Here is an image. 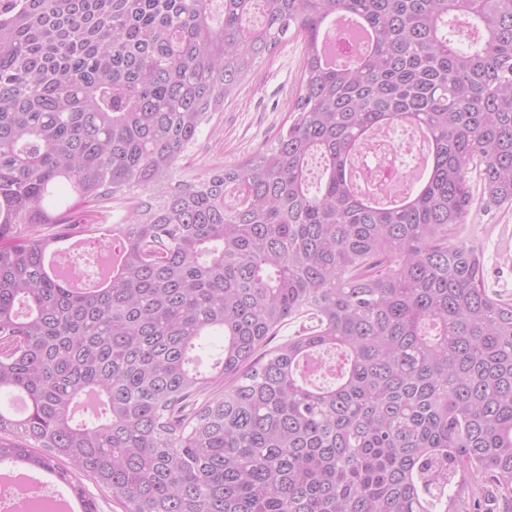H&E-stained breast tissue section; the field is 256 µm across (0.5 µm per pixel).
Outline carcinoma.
I'll list each match as a JSON object with an SVG mask.
<instances>
[{
    "label": "carcinoma",
    "mask_w": 512,
    "mask_h": 512,
    "mask_svg": "<svg viewBox=\"0 0 512 512\" xmlns=\"http://www.w3.org/2000/svg\"><path fill=\"white\" fill-rule=\"evenodd\" d=\"M448 2L0 0V399L28 401L0 403V458L83 512L80 475L124 512H512V300L456 235L469 172L512 206V0ZM336 15L372 51L328 69ZM292 30L291 124L181 179ZM393 124L427 133L431 165L375 203L354 159ZM133 188L116 224L84 223ZM83 236L126 253L88 292L46 269ZM300 317L310 333L267 348ZM318 350L339 356L326 386L304 373Z\"/></svg>",
    "instance_id": "1"
}]
</instances>
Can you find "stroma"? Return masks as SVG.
I'll list each match as a JSON object with an SVG mask.
<instances>
[{
	"label": "stroma",
	"mask_w": 512,
	"mask_h": 512,
	"mask_svg": "<svg viewBox=\"0 0 512 512\" xmlns=\"http://www.w3.org/2000/svg\"><path fill=\"white\" fill-rule=\"evenodd\" d=\"M304 52L303 39L292 34L258 60L253 73L225 101L223 111L205 127L190 156L182 160L187 176L239 162L288 126L300 90ZM505 224L512 225V207L488 209L478 203L457 234L482 246L487 288L512 298V255L498 251V232Z\"/></svg>",
	"instance_id": "obj_1"
}]
</instances>
